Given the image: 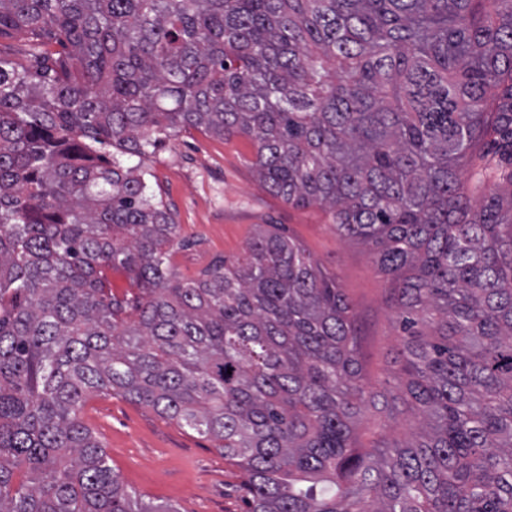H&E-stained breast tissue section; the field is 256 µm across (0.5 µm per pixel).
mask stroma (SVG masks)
Segmentation results:
<instances>
[{
	"mask_svg": "<svg viewBox=\"0 0 512 512\" xmlns=\"http://www.w3.org/2000/svg\"><path fill=\"white\" fill-rule=\"evenodd\" d=\"M254 153L246 138L221 140L190 129L146 160L152 185L179 226L171 250L179 279L196 280L216 260L243 256L260 230L278 225L335 276L351 305L370 389L395 395L401 371L392 359L401 336L389 279L369 247L340 236L323 211L269 193L249 166ZM81 417L122 483L144 501L169 503L178 512H245L243 473L209 439L111 392L88 397ZM413 429L408 414L371 407L358 426V442L366 448L379 438L401 442Z\"/></svg>",
	"mask_w": 512,
	"mask_h": 512,
	"instance_id": "1",
	"label": "stroma"
}]
</instances>
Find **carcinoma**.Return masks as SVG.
<instances>
[{
    "mask_svg": "<svg viewBox=\"0 0 512 512\" xmlns=\"http://www.w3.org/2000/svg\"><path fill=\"white\" fill-rule=\"evenodd\" d=\"M187 129L251 139L270 193L372 247L410 439L356 446L377 394L301 244L177 278L143 159ZM504 164L512 0H0V512H177L83 423L110 391L211 440L248 512H512Z\"/></svg>",
    "mask_w": 512,
    "mask_h": 512,
    "instance_id": "cac0c4a2",
    "label": "carcinoma"
}]
</instances>
